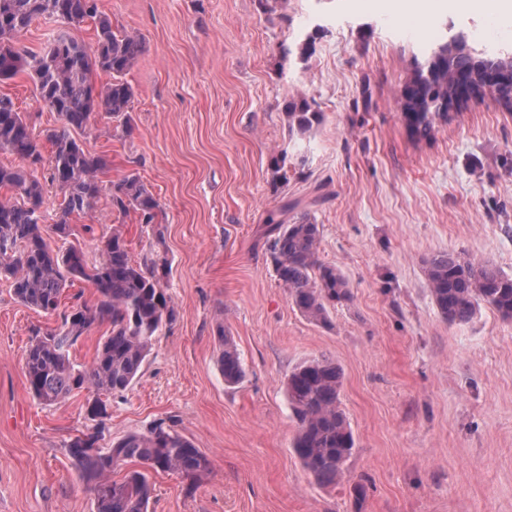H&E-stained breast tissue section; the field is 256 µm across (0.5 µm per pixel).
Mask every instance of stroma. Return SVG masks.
<instances>
[{
    "label": "stroma",
    "instance_id": "1",
    "mask_svg": "<svg viewBox=\"0 0 512 512\" xmlns=\"http://www.w3.org/2000/svg\"><path fill=\"white\" fill-rule=\"evenodd\" d=\"M144 49L126 79L133 132L98 120L79 134L109 155L104 185L136 174L157 223L102 195L78 239L98 259L122 225L133 259L165 258L175 319L138 380L114 396L103 444L165 421L211 460L194 491L152 474L150 512H512V320L481 307L451 325L424 258L460 252L512 274V109L486 94L411 137L402 92L426 55L413 31L442 21L470 35L512 17V0H439L429 12L346 8L345 0H98ZM307 55H300L301 44ZM34 131L60 126L27 74L1 84ZM320 118L288 130L289 102ZM285 156L283 170L275 157ZM296 200L321 231L319 259L353 299L309 322L277 280L263 232ZM55 317L0 280V512H95L67 445L91 432L84 395L41 405L23 354ZM238 343L244 381L226 385L217 325ZM326 355L344 372L356 448L340 484H318L294 456L283 381Z\"/></svg>",
    "mask_w": 512,
    "mask_h": 512
}]
</instances>
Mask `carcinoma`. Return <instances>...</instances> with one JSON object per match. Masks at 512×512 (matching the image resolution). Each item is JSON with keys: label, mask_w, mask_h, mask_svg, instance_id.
<instances>
[{"label": "carcinoma", "mask_w": 512, "mask_h": 512, "mask_svg": "<svg viewBox=\"0 0 512 512\" xmlns=\"http://www.w3.org/2000/svg\"><path fill=\"white\" fill-rule=\"evenodd\" d=\"M39 17L56 18L79 27L95 23V43L86 44L60 34L41 52L33 53L21 35ZM143 52L141 37L112 26L99 12L97 0H0V84L19 73L30 74L38 102L57 113L59 128L35 132L13 99L0 95V154L18 159L0 164V189L16 197L0 199V278L11 281L16 299L60 323L47 330H32L25 350L24 376L32 396L46 406L86 392L85 414L94 431L68 444L71 465L93 483L95 512H149L154 488L150 472L174 473L192 490L209 471L207 455L181 435L172 424H153L145 432H129L107 448L99 446L102 429L110 419L111 398L125 392L138 378L163 326L174 312L161 286L167 261L146 256L132 261L121 226L102 241L100 257L89 260L83 248L69 241L73 220L91 215L105 191L101 175L110 170L105 154L86 151L71 135L91 128L99 115L121 121L133 132L130 112L135 91L124 80ZM430 56L447 57V72L428 78L417 70L421 111L414 113L410 133L429 137L436 120L448 116L437 102L450 94L448 73H471L512 55L487 56L464 51L444 41ZM108 81L96 85L95 77ZM289 128L304 136L318 121L305 99L288 103ZM51 146V167L46 181L37 176L43 150ZM56 187L61 201L53 223H43L45 184ZM112 209L138 214L142 224H154L161 205L130 174L112 184ZM267 249L277 280L288 289L292 304L307 320L329 324V307L353 299L348 280L336 268L320 262V228L308 214L288 223L267 218ZM62 245H57V242ZM424 273L433 300L450 324L472 321L486 305L504 320L512 319V275L476 264L460 253H444L424 260ZM75 280L95 289L93 303L61 309L64 290ZM107 326L90 366H79L71 349L93 327ZM219 363L224 382L237 385L245 377L241 352L234 337L217 326ZM343 371L336 360L319 356L295 365L283 382L288 406L296 421L291 448L307 473L319 484L334 485L345 477L346 462L356 443L342 408ZM124 471L119 480L112 478Z\"/></svg>", "instance_id": "carcinoma-1"}]
</instances>
